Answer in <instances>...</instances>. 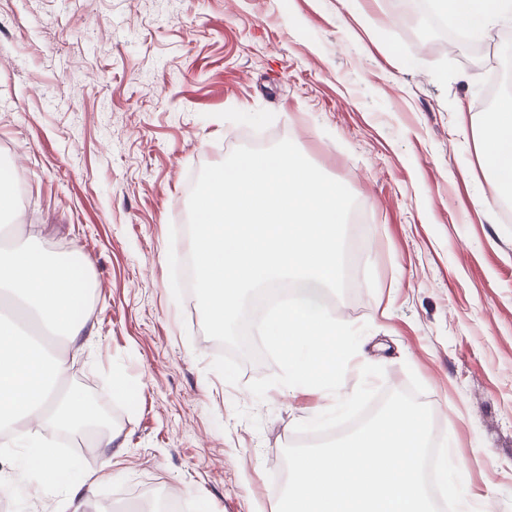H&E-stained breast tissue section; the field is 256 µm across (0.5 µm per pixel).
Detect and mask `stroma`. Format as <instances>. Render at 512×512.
Here are the masks:
<instances>
[{
    "instance_id": "35a3bbf8",
    "label": "stroma",
    "mask_w": 512,
    "mask_h": 512,
    "mask_svg": "<svg viewBox=\"0 0 512 512\" xmlns=\"http://www.w3.org/2000/svg\"><path fill=\"white\" fill-rule=\"evenodd\" d=\"M498 71L512 93L511 22L455 41L405 0L356 15L341 0H0V175L24 185L10 233L91 262L96 335L65 382L122 444L70 434L74 467L46 490L27 449L0 450L6 512H56L103 468L96 505L151 486L191 512H276L295 425L333 399L275 386L256 401L248 383L278 371L264 358L234 386L211 371L218 350L196 300H174L167 253L185 247L168 233L202 166L283 138L361 212L328 303L368 327L342 393L365 364L386 390L417 376L475 512H512V223L473 131Z\"/></svg>"
}]
</instances>
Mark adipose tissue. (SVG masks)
Segmentation results:
<instances>
[{
  "label": "adipose tissue",
  "mask_w": 512,
  "mask_h": 512,
  "mask_svg": "<svg viewBox=\"0 0 512 512\" xmlns=\"http://www.w3.org/2000/svg\"><path fill=\"white\" fill-rule=\"evenodd\" d=\"M439 4L475 39L485 38L494 20H512V0H439ZM478 146L495 192L511 198V95H504L489 112ZM88 303L84 279L73 276L69 261L43 250L36 237L0 249V439L12 445L30 443L47 487L58 484L73 464L41 437L40 427L74 431L92 412L76 390L70 391L64 404L51 408L54 386L65 374L67 362L17 329L11 316L21 313L38 320L80 352L90 345L92 330L74 311Z\"/></svg>",
  "instance_id": "1"
}]
</instances>
